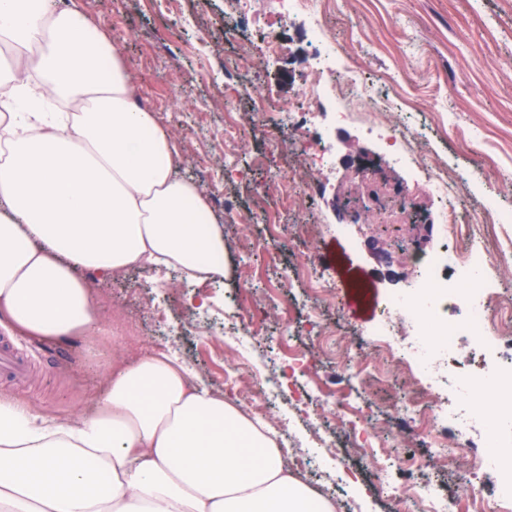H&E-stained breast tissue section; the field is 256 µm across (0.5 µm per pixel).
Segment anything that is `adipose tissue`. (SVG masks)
I'll return each mask as SVG.
<instances>
[{
  "label": "adipose tissue",
  "instance_id": "adipose-tissue-1",
  "mask_svg": "<svg viewBox=\"0 0 512 512\" xmlns=\"http://www.w3.org/2000/svg\"><path fill=\"white\" fill-rule=\"evenodd\" d=\"M180 161L86 13L0 0V329L98 334L88 271L222 279L223 222ZM286 454L275 426L166 351L117 355L93 413L71 421L0 394V512H336Z\"/></svg>",
  "mask_w": 512,
  "mask_h": 512
}]
</instances>
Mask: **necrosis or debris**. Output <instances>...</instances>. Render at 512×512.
I'll use <instances>...</instances> for the list:
<instances>
[{
  "label": "necrosis or debris",
  "mask_w": 512,
  "mask_h": 512,
  "mask_svg": "<svg viewBox=\"0 0 512 512\" xmlns=\"http://www.w3.org/2000/svg\"><path fill=\"white\" fill-rule=\"evenodd\" d=\"M270 6L283 24L292 15L305 14L316 43L308 65L312 79L283 114L304 152L321 160L326 157L325 145H309L306 127L309 115L329 100L339 102L337 114L345 121L350 118L349 111L342 106L346 100L362 112L386 113V120L372 125L370 131L398 155L420 148V138L407 136L406 110L381 85L352 70L337 53L336 41L328 36L322 23L320 0H270ZM416 178L426 183L441 210L446 245L433 257L417 261L418 291L390 299L373 333L392 336L393 315L397 312L417 322V338L396 347L392 356L398 365L416 369L425 378L426 387L407 402L406 411L415 419L421 412H430L426 426L429 431H440L441 437L432 455L426 458L392 456L383 467L386 477L380 487L383 493H396L393 475L398 472L411 490L404 498L407 512H458L462 506L468 512H489V500L482 493L488 487L498 496L501 512H512V470L496 457L479 458L474 473L451 486L431 475L435 461L446 458L449 448L463 445L461 439H447L446 428L465 423L485 430L489 447H512V287L488 278L491 258L475 243L478 225L512 224V210L496 212L485 206L469 210L459 184L446 171L421 167ZM463 239L468 240V248H460ZM451 308L462 311L461 321H445L444 315ZM430 336L438 337L436 347L427 345ZM461 336L478 342L486 371H449L448 363ZM487 389L494 392L498 405L497 415L490 422L485 421L481 407L460 406L462 397L479 395Z\"/></svg>",
  "instance_id": "obj_1"
}]
</instances>
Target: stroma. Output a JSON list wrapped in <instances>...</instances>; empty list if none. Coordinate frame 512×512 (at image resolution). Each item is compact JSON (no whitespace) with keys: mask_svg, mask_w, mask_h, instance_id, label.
I'll use <instances>...</instances> for the list:
<instances>
[{"mask_svg":"<svg viewBox=\"0 0 512 512\" xmlns=\"http://www.w3.org/2000/svg\"><path fill=\"white\" fill-rule=\"evenodd\" d=\"M83 10L111 29L112 42L128 65L140 101L158 113L181 143V174L197 183L206 198L229 203L224 225L234 240L224 282L188 283L171 271L148 281L123 274L120 284L91 279L102 298L104 326L116 340L73 338L63 342L6 335L13 348L36 365L30 380L0 381V393L60 420L91 413L104 389V370L116 345L163 348L174 341L198 379L222 387L224 372L241 365L262 380L277 403L269 417L290 428L298 447L309 448L314 431L331 443L313 455L311 469L334 484L336 512H402L379 490L380 477L352 447L367 419H374L380 442L391 453L428 455L430 435L409 422L406 400L420 386L414 371H398L370 333L388 296L415 288L414 250L424 254L444 240L435 203L420 199L402 223L384 224L379 209L350 221L347 202L378 193L388 199L405 186L415 162L448 169L473 201L489 193L512 201V180L490 184L481 174L512 170V0H324L326 27L336 35L345 62L391 97L414 105L413 132L425 135L417 158L397 162L376 153L365 134L370 114L344 127L348 142H333L332 164L310 167L289 131L271 147L265 122L270 86L288 104L303 89L314 47L306 19L291 16L283 30V50L274 58L247 54L262 28L239 23L229 0H80ZM237 94L224 110L225 84ZM238 127L237 141L224 140L225 124ZM373 151L380 168L376 182L347 176L339 159L358 149ZM237 155L247 175L225 174L224 157ZM308 168L318 185L304 196L300 213L286 212L276 182L292 169ZM318 222L307 246L295 238L300 221ZM321 256L326 278L336 286L329 297L306 279L281 285L284 269H298L305 252ZM209 297L197 310L199 297ZM167 313L169 336L143 324L141 309ZM253 318L255 335L233 340L224 325L240 310ZM335 390L350 408L326 402L301 413V396Z\"/></svg>","mask_w":512,"mask_h":512,"instance_id":"stroma-1","label":"stroma"}]
</instances>
